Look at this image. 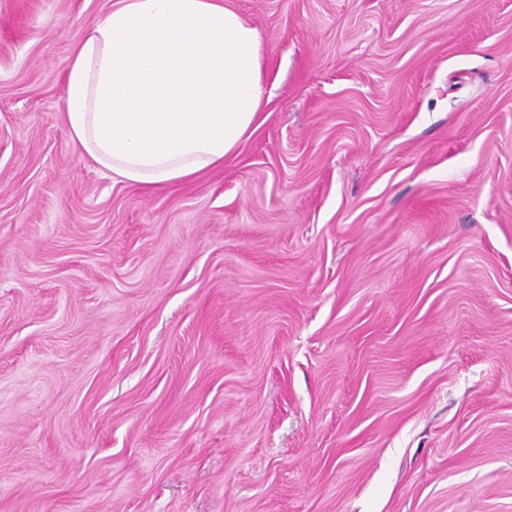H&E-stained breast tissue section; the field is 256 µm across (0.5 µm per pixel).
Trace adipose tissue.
Segmentation results:
<instances>
[{"label":"adipose tissue","instance_id":"obj_1","mask_svg":"<svg viewBox=\"0 0 512 512\" xmlns=\"http://www.w3.org/2000/svg\"><path fill=\"white\" fill-rule=\"evenodd\" d=\"M261 59L258 29L226 0H118L67 59L70 135L126 183L188 180L250 136Z\"/></svg>","mask_w":512,"mask_h":512}]
</instances>
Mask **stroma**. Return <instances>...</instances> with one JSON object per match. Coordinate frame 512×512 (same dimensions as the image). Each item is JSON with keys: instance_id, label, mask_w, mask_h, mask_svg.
<instances>
[{"instance_id": "obj_1", "label": "stroma", "mask_w": 512, "mask_h": 512, "mask_svg": "<svg viewBox=\"0 0 512 512\" xmlns=\"http://www.w3.org/2000/svg\"><path fill=\"white\" fill-rule=\"evenodd\" d=\"M0 0V512H512V0H231L266 120L131 186Z\"/></svg>"}]
</instances>
